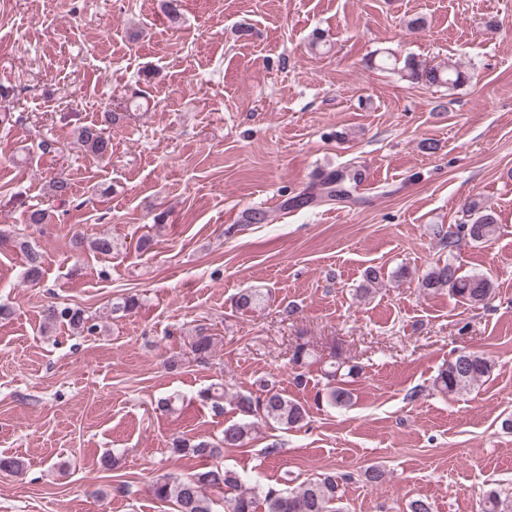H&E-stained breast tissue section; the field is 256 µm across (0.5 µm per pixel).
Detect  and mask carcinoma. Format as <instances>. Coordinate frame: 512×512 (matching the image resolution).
Segmentation results:
<instances>
[{
    "instance_id": "cac0c4a2",
    "label": "carcinoma",
    "mask_w": 512,
    "mask_h": 512,
    "mask_svg": "<svg viewBox=\"0 0 512 512\" xmlns=\"http://www.w3.org/2000/svg\"><path fill=\"white\" fill-rule=\"evenodd\" d=\"M402 78L412 84L429 87L455 89L469 79L468 73L458 65L438 66L413 56H408L399 68ZM10 92L0 90V127L6 129L20 120L10 104L6 103ZM119 119V113L106 111L100 123L81 125L76 128L77 142L91 154L103 158L112 151L110 136L106 127ZM363 180L360 170L342 168L330 174L323 182L322 195L330 200L343 201L351 197L352 190ZM49 194L61 204L71 200L73 187L69 173L61 168L48 182ZM469 221L455 225L440 238V243L448 252H453L460 241L475 243L489 241L497 231L494 214L477 199L467 204ZM25 260V280L31 285L39 282L44 264L42 250L27 241L19 242ZM421 287L435 292L446 288L460 301L469 305L486 302L493 293L489 280L480 275L461 276L451 262L434 266L421 279ZM262 303V293L256 288H246L235 299L239 310H249ZM43 323L46 326L64 324L74 332L93 333L97 329L84 310L51 303L43 310ZM213 338L200 328L191 344V350L198 358L206 357L212 349ZM290 361L299 367H308L317 362L315 353L307 343H298L292 349ZM493 365L483 354L474 351H461L438 371L432 381L433 388L448 396H462L473 387L490 377ZM361 367L349 364L333 354L325 361L322 374L326 379L324 392L316 393V399L333 407H345L351 401L348 389L349 380L360 375ZM235 405L243 416L242 421L224 426L222 437L216 442H191L175 439L172 452L177 455H190L206 461L199 471L183 475L163 474L152 481L150 493L163 503L172 506L174 512H214V501L205 494L207 489L224 493V512H344L343 496L345 484L352 476L327 471L310 478L297 487L277 488L260 484L254 479L246 485L239 475L224 468L221 450L241 447L246 444L254 427L261 422L273 421L285 430L298 428L308 416V409L301 402L288 398L275 386L265 385L261 393L240 394ZM26 468L25 459L18 455H0V472L20 474ZM483 512H512V494L489 490L485 494Z\"/></svg>"
}]
</instances>
